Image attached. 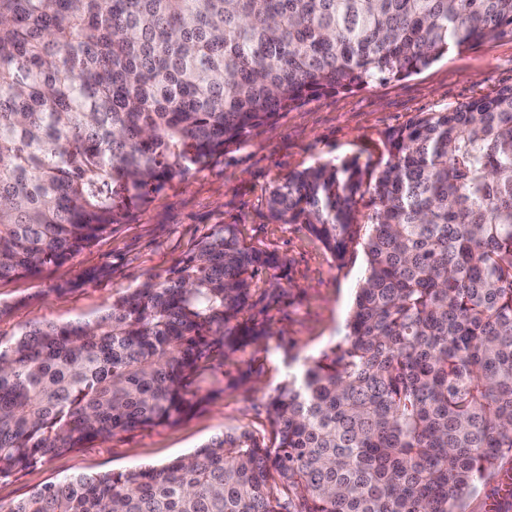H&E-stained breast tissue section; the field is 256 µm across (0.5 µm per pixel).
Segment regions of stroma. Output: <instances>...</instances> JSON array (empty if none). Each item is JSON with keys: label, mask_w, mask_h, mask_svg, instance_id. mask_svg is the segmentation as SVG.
I'll use <instances>...</instances> for the list:
<instances>
[{"label": "stroma", "mask_w": 512, "mask_h": 512, "mask_svg": "<svg viewBox=\"0 0 512 512\" xmlns=\"http://www.w3.org/2000/svg\"><path fill=\"white\" fill-rule=\"evenodd\" d=\"M512 85V40L453 50L417 74L330 94L289 111L246 144L156 194L133 217L69 262L39 274L0 280V342H13L36 322L66 324L101 315L113 297L162 273L215 224L239 225L255 246L287 263L284 291L266 312L273 336L257 350L225 361L205 384L208 402L174 425L120 432L0 478V507L75 473L159 466L192 453L226 432H270L267 403L297 367L344 333L365 258L351 246L337 259L302 224L271 220L266 198L289 173L318 162L358 160L377 173L388 158L389 134L422 112H445ZM248 378L237 387L230 379Z\"/></svg>", "instance_id": "obj_1"}]
</instances>
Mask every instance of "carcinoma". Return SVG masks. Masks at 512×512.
Masks as SVG:
<instances>
[{
    "instance_id": "carcinoma-1",
    "label": "carcinoma",
    "mask_w": 512,
    "mask_h": 512,
    "mask_svg": "<svg viewBox=\"0 0 512 512\" xmlns=\"http://www.w3.org/2000/svg\"><path fill=\"white\" fill-rule=\"evenodd\" d=\"M512 38V0H0V279L70 261L193 168L310 99ZM365 272L329 351L270 397V437L74 473L5 512H512V85L389 135L367 182L270 190ZM283 260L215 224L94 321L0 343V477L176 424L206 371L272 335Z\"/></svg>"
}]
</instances>
